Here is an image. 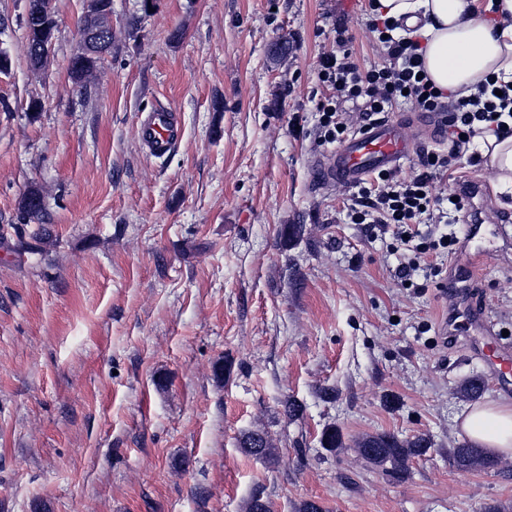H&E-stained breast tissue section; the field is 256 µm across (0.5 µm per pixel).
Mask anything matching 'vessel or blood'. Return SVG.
I'll return each instance as SVG.
<instances>
[{"instance_id":"b4317fda","label":"vessel or blood","mask_w":512,"mask_h":512,"mask_svg":"<svg viewBox=\"0 0 512 512\" xmlns=\"http://www.w3.org/2000/svg\"><path fill=\"white\" fill-rule=\"evenodd\" d=\"M137 134L149 153L161 157L169 153L182 134L176 112L157 108L140 115ZM417 149L403 132L402 121L383 117L366 123L343 141L330 163L314 161L313 177L317 185L339 182L354 185L369 174L400 166ZM501 243L512 246V236L499 225L471 224L466 228L463 258L450 263L447 283L448 319L443 330L464 337L471 351L484 359L498 386L512 389V343L494 330L489 308L478 300L474 285L478 265L486 246Z\"/></svg>"}]
</instances>
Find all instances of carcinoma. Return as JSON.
<instances>
[{
  "instance_id": "carcinoma-1",
  "label": "carcinoma",
  "mask_w": 512,
  "mask_h": 512,
  "mask_svg": "<svg viewBox=\"0 0 512 512\" xmlns=\"http://www.w3.org/2000/svg\"><path fill=\"white\" fill-rule=\"evenodd\" d=\"M25 25L30 66L35 71H42L49 65V54L42 51V46L54 35L55 29L54 15L46 9L45 0H28ZM102 60L103 57L94 54L71 59L70 78L75 84L84 85L94 76ZM20 219L25 224L44 223L46 212L38 192L31 191L23 198ZM482 393L483 378L479 375L464 381L456 391L460 397L472 401L478 399ZM240 447L245 453L257 458L266 459L273 456L271 442L265 434L258 431L243 434ZM429 448L430 443L423 436L403 440L388 433L366 434L354 443V450L367 464L398 475L406 473L410 462L424 455ZM450 457L462 472L489 470L501 464L498 458L470 443L451 449Z\"/></svg>"
}]
</instances>
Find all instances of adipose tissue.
Listing matches in <instances>:
<instances>
[{
    "instance_id": "ef3b65f1",
    "label": "adipose tissue",
    "mask_w": 512,
    "mask_h": 512,
    "mask_svg": "<svg viewBox=\"0 0 512 512\" xmlns=\"http://www.w3.org/2000/svg\"><path fill=\"white\" fill-rule=\"evenodd\" d=\"M378 13L422 37L425 71L440 90L462 96L496 77L512 80V0H375ZM461 429L469 442L512 453V403L471 406Z\"/></svg>"
}]
</instances>
